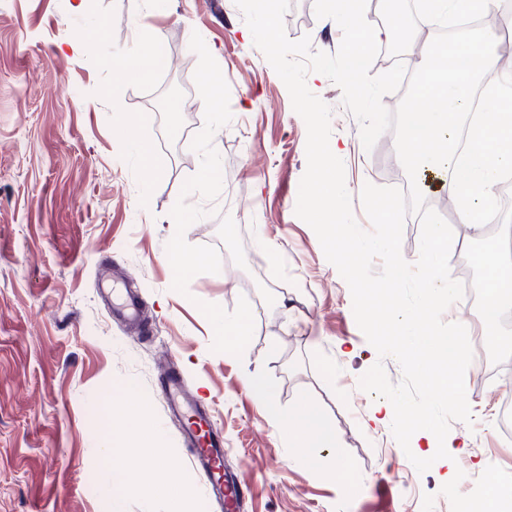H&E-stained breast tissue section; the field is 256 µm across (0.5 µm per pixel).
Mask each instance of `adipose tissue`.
<instances>
[{
    "label": "adipose tissue",
    "instance_id": "adipose-tissue-1",
    "mask_svg": "<svg viewBox=\"0 0 512 512\" xmlns=\"http://www.w3.org/2000/svg\"><path fill=\"white\" fill-rule=\"evenodd\" d=\"M327 20L350 38L351 47H358L362 39L389 40L392 30L374 28L363 31L358 22L367 15L371 0H325ZM468 64L450 67L449 58L456 49L440 45L434 56L437 68H424V79L417 96L428 101L427 111L408 110L407 133L400 150L401 159L418 177L435 175L441 181L445 196L455 205L457 221L470 225L475 235H482L485 224L499 222L493 207L498 186L504 172L512 171V72L486 93L483 99V119L477 137L470 142L467 152H459L454 122L459 119L471 99L481 73L496 67L499 59L497 36L492 29L481 30L467 40ZM486 315L495 319L512 309V263L500 256H491L486 267ZM258 310H248L236 318H225L222 312L211 311L210 319L215 345L231 353L251 336ZM244 385L255 403L267 414L270 423L281 430L293 450L294 463L320 469L323 457L336 450L335 429L324 420L319 410L308 402H300L286 411L278 403L277 389L261 374L249 375ZM400 416L404 424L419 428L428 449L419 453L417 465L429 466L435 456L452 458L462 448L453 434L441 432L425 423L420 412L400 405L397 413H384L379 422L389 425L393 416ZM129 436L132 447L110 449L104 463L120 481L125 491L136 492L142 487L143 476H150L156 491L169 493L173 512H197L189 477L179 478L155 470L153 462L160 455L154 445V431L148 423L136 420Z\"/></svg>",
    "mask_w": 512,
    "mask_h": 512
}]
</instances>
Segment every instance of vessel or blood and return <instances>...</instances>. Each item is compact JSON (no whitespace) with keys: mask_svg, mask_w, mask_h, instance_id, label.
<instances>
[{"mask_svg":"<svg viewBox=\"0 0 512 512\" xmlns=\"http://www.w3.org/2000/svg\"><path fill=\"white\" fill-rule=\"evenodd\" d=\"M140 302L133 291L113 297V309L129 321H137ZM162 394L170 413L184 422V432L193 450V465L204 485L221 496L225 512H239L243 490L238 479L224 469V442L214 430L206 410L186 396L184 381L177 373H169L162 383Z\"/></svg>","mask_w":512,"mask_h":512,"instance_id":"1","label":"vessel or blood"}]
</instances>
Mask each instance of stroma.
<instances>
[{"instance_id":"stroma-1","label":"stroma","mask_w":512,"mask_h":512,"mask_svg":"<svg viewBox=\"0 0 512 512\" xmlns=\"http://www.w3.org/2000/svg\"><path fill=\"white\" fill-rule=\"evenodd\" d=\"M284 23L313 49L340 45L323 0H296ZM150 51L163 67L113 101V58L137 66ZM216 67L219 112L205 106L202 81ZM307 85L332 109L330 143L354 216L370 229L360 193L368 182L396 185L393 135L365 150L341 88L317 72ZM126 120L136 126L124 132ZM306 138L235 0H96L91 14L71 0H0V512H170L166 496L114 483L103 456L129 422L101 405L136 387L168 450L156 469L192 473L183 422L158 391L170 369L211 412L225 467L250 489L240 512H456L449 467L465 493L512 482V436L494 428L500 380L512 378V327L500 379L466 384L474 421L451 424L467 443L453 465L417 466L399 428L375 425L384 400L359 380L378 362L394 383L402 369L367 341L347 283L295 214ZM205 168L216 182L189 195ZM176 245L194 266H171ZM113 284L139 296L145 326L114 315L103 295ZM253 307L247 342L218 350L209 311L229 319ZM253 372L277 386L282 408L307 398L322 410L343 478L292 463L244 387Z\"/></svg>"}]
</instances>
